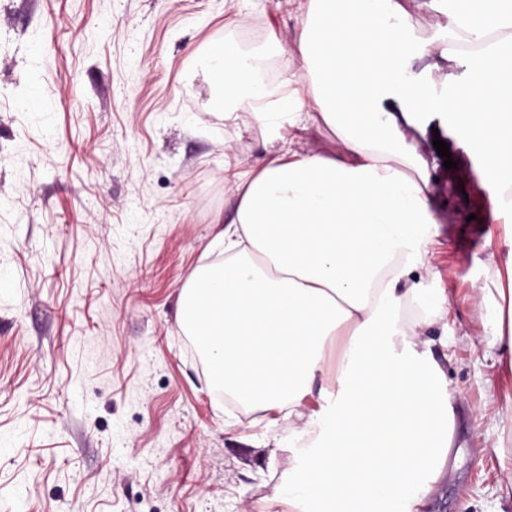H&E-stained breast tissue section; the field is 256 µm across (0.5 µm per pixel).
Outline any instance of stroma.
<instances>
[{"instance_id": "obj_1", "label": "stroma", "mask_w": 512, "mask_h": 512, "mask_svg": "<svg viewBox=\"0 0 512 512\" xmlns=\"http://www.w3.org/2000/svg\"><path fill=\"white\" fill-rule=\"evenodd\" d=\"M307 0H0V512H292L272 500L300 419L225 422L176 321L220 252L224 164L280 148L225 120L203 57L241 38L280 71ZM399 131L427 163L438 219L419 286L453 407L457 468L425 512H512V361L477 289L511 223H490L481 153L442 111ZM450 147L445 169L433 146Z\"/></svg>"}]
</instances>
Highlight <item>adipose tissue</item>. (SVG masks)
Listing matches in <instances>:
<instances>
[{
  "instance_id": "adipose-tissue-1",
  "label": "adipose tissue",
  "mask_w": 512,
  "mask_h": 512,
  "mask_svg": "<svg viewBox=\"0 0 512 512\" xmlns=\"http://www.w3.org/2000/svg\"><path fill=\"white\" fill-rule=\"evenodd\" d=\"M440 51L468 74L438 93L410 79L402 59L417 18L405 0H308L295 46H281L276 105L255 67L223 44L207 70L216 106L231 102L263 129L305 130L311 115L333 129L339 152L281 148L260 167L225 170L234 196L216 241L221 264L181 293L179 323L208 345L229 394L268 425L323 403L302 430L287 481L272 498L320 512H420L451 459L435 439L450 395L421 338L448 312L418 301L436 219L430 174L406 147L397 116L452 115L485 155V176L512 210V57L495 38L512 29V0H468L445 12Z\"/></svg>"
}]
</instances>
